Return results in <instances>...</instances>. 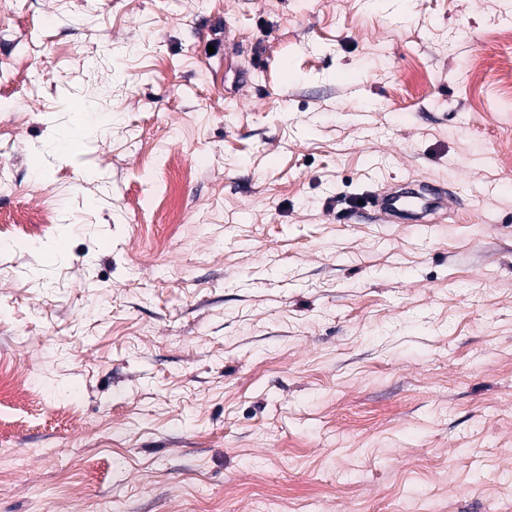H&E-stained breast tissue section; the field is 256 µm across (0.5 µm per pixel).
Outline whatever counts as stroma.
<instances>
[{
	"label": "stroma",
	"instance_id": "stroma-1",
	"mask_svg": "<svg viewBox=\"0 0 512 512\" xmlns=\"http://www.w3.org/2000/svg\"><path fill=\"white\" fill-rule=\"evenodd\" d=\"M511 28L0 0V512H512ZM444 204L430 193L406 191L377 198L373 203L375 218L383 223H395V219L421 222L423 218Z\"/></svg>",
	"mask_w": 512,
	"mask_h": 512
}]
</instances>
